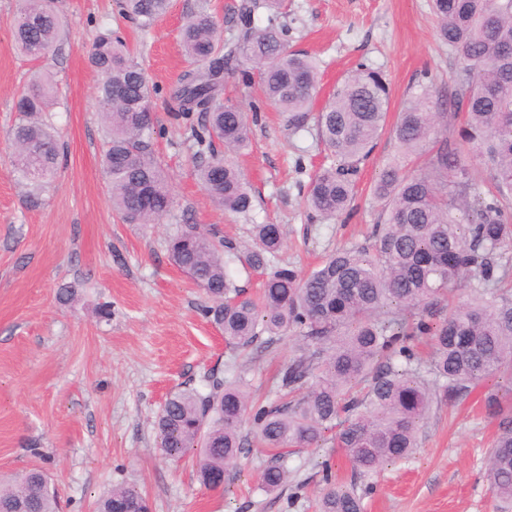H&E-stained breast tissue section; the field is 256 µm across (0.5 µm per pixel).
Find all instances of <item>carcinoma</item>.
Segmentation results:
<instances>
[{
  "instance_id": "obj_1",
  "label": "carcinoma",
  "mask_w": 512,
  "mask_h": 512,
  "mask_svg": "<svg viewBox=\"0 0 512 512\" xmlns=\"http://www.w3.org/2000/svg\"><path fill=\"white\" fill-rule=\"evenodd\" d=\"M170 0H117L121 17L148 29ZM440 40L462 67L448 93L425 88L397 116L392 136L400 160L387 164L373 186L381 205L372 249L343 247L307 274L278 266L284 246L279 224L253 225L252 242L236 245L196 224H181L170 238L173 263L201 288L203 308L244 352L289 334L296 354L281 370L283 399L257 406L239 374L211 372L203 389L178 388L155 421L158 447L177 461L192 448L203 487L220 489L250 445L249 422L270 461L258 474L267 493L287 485L283 458L316 448L335 430L352 472L372 474L408 457L440 402L470 395L487 376L512 379V0H432ZM286 0H252L237 41L219 35L216 17L201 2L181 31L191 65L166 99L173 119L200 146L196 172L213 204L249 214L254 195L229 153L250 143L249 116L224 104V70L236 60L256 72L263 98L285 116L293 132L316 130L330 164L311 178L305 204L324 218L351 209L360 165L386 128L389 88L376 69L361 65L312 111L318 63L288 50V28L253 25L251 13L279 15ZM63 19L43 0H21L13 28L17 50L30 60L54 52ZM88 62L98 74L97 102L108 138L102 156L113 210L128 224H156L174 207L165 169L154 148V88L118 31L100 35ZM57 90L37 76L17 94L11 131L12 165L29 188L28 204L56 174L64 145L48 112ZM487 166L492 190L476 191ZM456 263L446 262L448 249ZM235 262L266 278L258 299L243 297L230 277ZM483 405L496 422L487 477L497 512H512V401L494 391ZM318 512H364L354 490L325 473ZM59 512L50 475L30 468L0 477V512ZM97 512H149L142 492L115 484Z\"/></svg>"
}]
</instances>
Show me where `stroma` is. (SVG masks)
Listing matches in <instances>:
<instances>
[{
    "mask_svg": "<svg viewBox=\"0 0 512 512\" xmlns=\"http://www.w3.org/2000/svg\"><path fill=\"white\" fill-rule=\"evenodd\" d=\"M195 0H172L148 30L122 19L116 0H60L66 28L59 50L41 66L54 76L52 108L67 154L43 203L27 208L15 173L9 132L14 94L39 64L18 55L12 29L17 0H0V473L45 467L62 512H94L117 483L137 486L151 512H316L323 460L336 479L354 484L364 512H495L485 475L496 427L477 397L433 407L409 458L356 476L339 449L322 446L288 455L282 492L259 489L269 456L251 448L224 489L202 487L191 455L165 460L153 422L169 393L200 385L205 374L244 373L253 397L278 401V369L295 353L291 337L242 356L206 318L203 292L172 262L167 241L177 225L197 224L233 243L256 224H278L282 265L308 270L336 249L368 244L380 205L371 188L396 144L382 135L362 165L351 214L308 217L304 193L324 162L314 131L294 133L249 85L244 65L224 75V98L252 112L251 147L238 156L256 196L247 215L224 213L196 179L195 148L171 119L164 99L187 69L180 32ZM290 49L320 66L316 105L358 65L381 70L390 84L388 122L420 87L447 89L461 62L440 43L429 0H288L280 15ZM122 32L158 89L157 139L175 207L160 223H124L112 208L101 169L105 129L98 116L97 77L88 50L105 29ZM76 293L57 299L60 287ZM110 316H99L101 306Z\"/></svg>",
    "mask_w": 512,
    "mask_h": 512,
    "instance_id": "obj_1",
    "label": "stroma"
}]
</instances>
